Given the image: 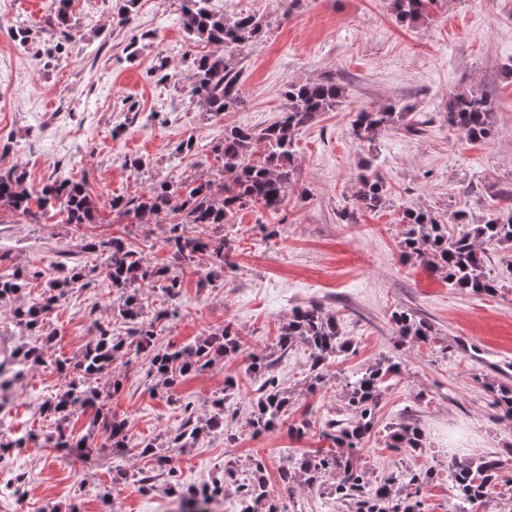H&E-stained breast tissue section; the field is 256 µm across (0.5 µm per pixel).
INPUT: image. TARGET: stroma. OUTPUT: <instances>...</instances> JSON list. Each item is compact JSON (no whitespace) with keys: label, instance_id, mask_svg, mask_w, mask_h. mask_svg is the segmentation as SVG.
I'll use <instances>...</instances> for the list:
<instances>
[{"label":"stroma","instance_id":"stroma-1","mask_svg":"<svg viewBox=\"0 0 512 512\" xmlns=\"http://www.w3.org/2000/svg\"><path fill=\"white\" fill-rule=\"evenodd\" d=\"M123 0H72L69 29L75 40L60 44L42 27L54 0H0V175L23 171L26 182H81L99 204L98 220L75 226L50 214L33 223L0 208V277L59 265L83 267L89 285L55 309L42 336L13 325V306L0 304V349L47 345L60 360H76L89 346L93 320L111 324L125 353L111 373L89 387L111 392L113 413L127 419L133 442L163 445L170 486L155 459L137 451L113 454L92 411L69 424L85 438L77 451L44 447L40 437L56 422L43 402L64 391L68 371L48 366L18 385L5 428L31 432L35 441L14 449L5 462L21 491L0 484V512H235V483L225 482L217 502L185 497V489L223 480L224 465L266 461L269 489L287 512H336L325 489L301 483L285 488L279 472L289 457L329 450L320 432L344 401L343 382L391 358L402 368L386 390L364 464L381 477L404 468H432L438 476L424 493L425 512H453L448 484L451 460L496 456L497 485L483 512H512V425L499 422L492 389L512 382V244L487 247V270L498 287L475 295L450 287L401 254V213L415 206L452 224L457 211L481 224L491 212L512 208V0H439L417 26L399 23L390 0H213L226 18L253 13L266 26L257 40L232 58L240 73L243 103L220 116L206 112L186 88L194 55L205 45L183 28L182 0H136L133 22H119ZM29 31L26 44L13 31ZM335 76L346 89L343 106L326 112L295 139L301 185L272 212L256 205L225 225L224 276L202 282L195 266L178 268L182 288L167 298L160 288L140 291L142 308L170 309L156 328L154 347L194 344L231 325L254 353L275 344L292 309L318 300L336 311L353 342L327 372L326 385L308 391L309 351L289 350L278 377L291 397L286 425L254 433L249 421L258 383L244 356L216 358L205 370L164 388L152 374L151 356L136 353L135 339L113 322L120 293L112 286L101 253L88 243L123 238L144 265L171 264L169 220L115 218L109 201L136 197L162 179L192 180L218 174L214 153L224 129H261L286 109L281 95L291 81ZM474 88L496 103V135L469 142L449 125L451 93ZM410 105L403 123L373 142L352 134L354 111L391 103ZM383 178L385 199L374 212L342 221L362 159ZM141 168H133L134 160ZM405 307L427 317L436 336L414 342L396 336L392 311ZM122 383L112 393L113 380ZM235 397L221 430L202 434L191 448L166 447V437L190 404L197 419L213 413L225 381ZM418 424L423 448L405 457L390 450L392 424ZM309 422L305 438L290 426ZM154 475L142 486L144 475Z\"/></svg>","mask_w":512,"mask_h":512}]
</instances>
